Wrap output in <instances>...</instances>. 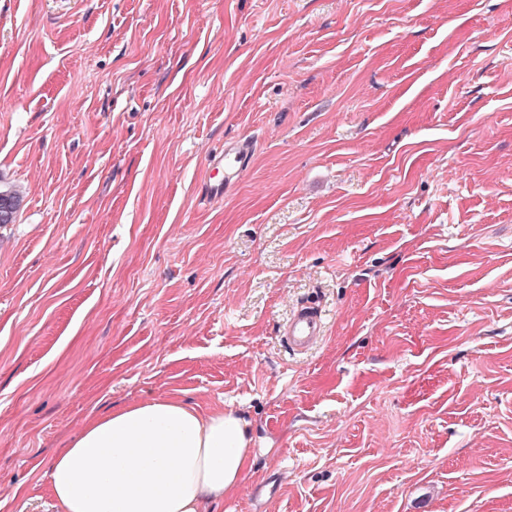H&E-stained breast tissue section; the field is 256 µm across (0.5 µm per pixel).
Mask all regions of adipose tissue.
<instances>
[{"instance_id":"obj_1","label":"adipose tissue","mask_w":512,"mask_h":512,"mask_svg":"<svg viewBox=\"0 0 512 512\" xmlns=\"http://www.w3.org/2000/svg\"><path fill=\"white\" fill-rule=\"evenodd\" d=\"M236 413L149 397L91 420L52 462L64 512H214L250 467Z\"/></svg>"}]
</instances>
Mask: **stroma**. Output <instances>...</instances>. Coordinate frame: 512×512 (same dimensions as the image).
<instances>
[{"instance_id": "obj_1", "label": "stroma", "mask_w": 512, "mask_h": 512, "mask_svg": "<svg viewBox=\"0 0 512 512\" xmlns=\"http://www.w3.org/2000/svg\"><path fill=\"white\" fill-rule=\"evenodd\" d=\"M0 183V512L151 396L247 421L216 512H512V0H0ZM252 145L247 139L229 141L207 160L209 179L204 184L206 199L228 196L246 174L251 161ZM324 321L317 308L300 305L283 327L288 347L297 353H306L316 346L324 335Z\"/></svg>"}]
</instances>
